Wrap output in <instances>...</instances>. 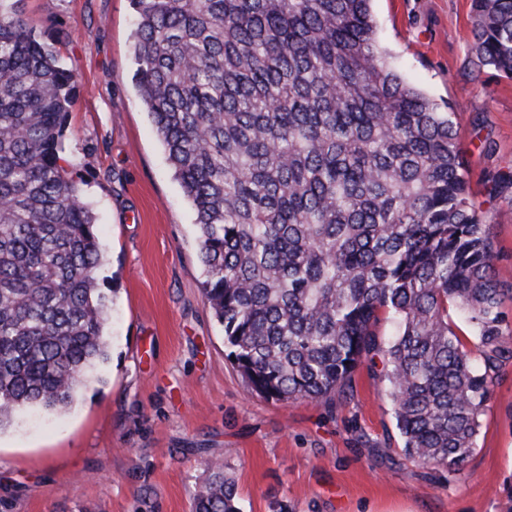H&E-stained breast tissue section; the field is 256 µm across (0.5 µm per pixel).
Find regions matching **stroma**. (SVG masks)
Masks as SVG:
<instances>
[{"label":"stroma","instance_id":"stroma-1","mask_svg":"<svg viewBox=\"0 0 512 512\" xmlns=\"http://www.w3.org/2000/svg\"><path fill=\"white\" fill-rule=\"evenodd\" d=\"M77 75L64 137L105 250L109 359L67 411L0 431V512H192L222 462L242 512H512V358L475 450L455 471L406 457L381 379L363 364L318 401L250 395L201 293L194 212L133 80L130 0H21ZM377 38L407 81L456 107L471 194L512 284V81L475 71L471 0H372Z\"/></svg>","mask_w":512,"mask_h":512}]
</instances>
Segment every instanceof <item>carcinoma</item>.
<instances>
[{"label": "carcinoma", "instance_id": "obj_1", "mask_svg": "<svg viewBox=\"0 0 512 512\" xmlns=\"http://www.w3.org/2000/svg\"><path fill=\"white\" fill-rule=\"evenodd\" d=\"M19 2L0 0V430L70 406L109 354L102 244L62 156L76 76ZM131 4L135 86L250 393L319 400L381 356L404 454L458 469L503 358L505 289L455 107L393 66L371 0ZM472 25L474 65L511 80L512 0H473ZM208 469L194 512H240Z\"/></svg>", "mask_w": 512, "mask_h": 512}]
</instances>
